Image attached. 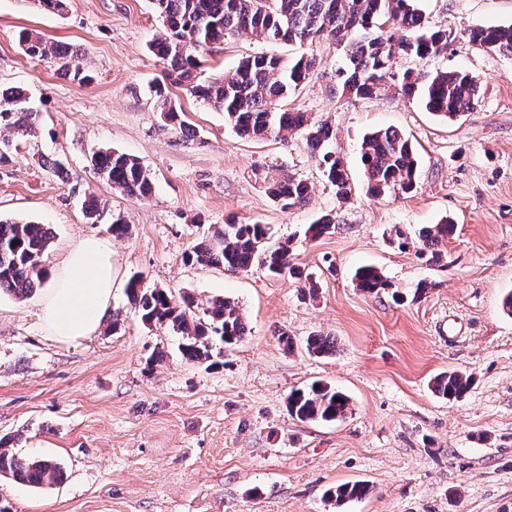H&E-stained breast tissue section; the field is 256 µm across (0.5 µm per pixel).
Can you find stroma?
I'll return each instance as SVG.
<instances>
[{"instance_id":"1","label":"stroma","mask_w":512,"mask_h":512,"mask_svg":"<svg viewBox=\"0 0 512 512\" xmlns=\"http://www.w3.org/2000/svg\"><path fill=\"white\" fill-rule=\"evenodd\" d=\"M431 27L454 36L447 55L404 59L432 74L461 68L480 78L474 110L444 122L385 88L370 98L336 91L343 49L239 37L203 54V77L227 75L259 54L302 53L316 64L288 107L328 120L333 148L352 182L337 199L298 134L254 142L224 114L171 88L185 114L176 131L159 118L152 92L166 66L149 50L162 21L152 0H67L56 14L31 0H0V87L20 88L41 128L34 137L0 128L18 154L0 165V217L51 225L46 266L84 236L112 249V305L98 332L69 342L48 336L37 294L0 293V437L21 457L61 462L65 479L34 488L0 477V512H512V57L478 49L466 32L512 25V0H420ZM77 52L90 77L79 83L53 63L25 54L21 29ZM394 127L414 144L413 193L367 194L363 136ZM114 148L149 171L153 191L129 196L98 178L93 154ZM64 163L60 179L45 166ZM284 171L310 186L305 205L281 209L264 172ZM102 204L97 221L86 197ZM333 214L334 233L305 230ZM130 226L113 237V216ZM450 218L457 232L442 260L401 249L392 227L414 236ZM268 225L289 241L293 264L319 288L261 270L189 265L184 254L211 225ZM377 267L406 296L356 288L358 267ZM173 294L238 302L248 334L223 364L186 361L171 328L142 325L125 286L134 274ZM297 343L284 351L280 333ZM335 337L337 352L316 357L303 343ZM457 371L474 379L449 402L431 379ZM321 380L346 393L351 412L333 423L289 416L292 389ZM361 481L369 494L337 505L328 491Z\"/></svg>"}]
</instances>
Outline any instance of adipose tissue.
I'll list each match as a JSON object with an SVG mask.
<instances>
[{
    "label": "adipose tissue",
    "mask_w": 512,
    "mask_h": 512,
    "mask_svg": "<svg viewBox=\"0 0 512 512\" xmlns=\"http://www.w3.org/2000/svg\"><path fill=\"white\" fill-rule=\"evenodd\" d=\"M112 251L104 240L86 236L49 269L38 300L50 336L68 342L94 333L112 302Z\"/></svg>",
    "instance_id": "adipose-tissue-1"
}]
</instances>
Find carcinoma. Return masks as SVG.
Masks as SVG:
<instances>
[{
  "mask_svg": "<svg viewBox=\"0 0 512 512\" xmlns=\"http://www.w3.org/2000/svg\"><path fill=\"white\" fill-rule=\"evenodd\" d=\"M418 0H153L164 29L150 45L151 51L167 65L166 78L184 87L224 113V123L234 132L257 140H285L300 133L336 197L351 195L347 166L332 150L333 129L326 120L313 122L304 112L286 108L288 92L308 79L314 58L300 56L285 60L278 56L255 55L241 59L224 77L200 81L197 70L202 53L216 44L249 35L262 41L308 44L318 39L345 48L346 64L336 70V87L343 96L370 98L391 81L407 99L418 97L425 109L443 120H455L472 111L481 90L480 79L466 70H443L423 75L411 68L396 69L397 59L445 55L451 42L443 29L426 26ZM468 41L479 49L512 55V26H476L466 32ZM19 42L32 57L48 59L58 70L83 82L68 47L45 39L28 29L18 33ZM155 92L160 100V118L165 125L182 129V111L168 101L164 89ZM39 114L28 106L26 94L18 89L0 92V126L34 137ZM93 169L112 187L131 196L149 195L151 176L133 156L105 149L92 157ZM367 193L379 198L404 195L416 187L418 155L411 141L395 129L377 130L364 136L361 151ZM268 197L283 209L308 202L309 185L287 173L265 175ZM336 230L335 218L321 216L309 226L317 238ZM456 231L445 218L419 228L420 251L431 259L441 258V246ZM264 224L236 222L221 224L183 256L188 265L224 267L237 272L264 270L274 276L301 278L302 272L290 259L288 243L270 242ZM51 240L45 224L0 219V292L25 297L45 280V255ZM356 287L379 294L392 287L373 266L354 274ZM125 293L140 320L148 325H167L180 334L179 350L190 362L218 366L214 351L231 349L246 336L248 326L237 302L226 297L206 301L186 292L176 298L172 292L151 287L139 275L127 282ZM306 350L318 357L336 354V339L314 334L306 339ZM472 378L455 371L442 372L431 381L432 392L445 400L466 396ZM288 414L300 421L333 422L350 411V399L335 387L314 382L292 391L287 399ZM0 473L15 482L33 487L61 482L63 468L45 459L17 457L0 452ZM368 493L362 483H345L329 491L338 503L358 500Z\"/></svg>",
  "mask_w": 512,
  "mask_h": 512,
  "instance_id": "1",
  "label": "carcinoma"
}]
</instances>
